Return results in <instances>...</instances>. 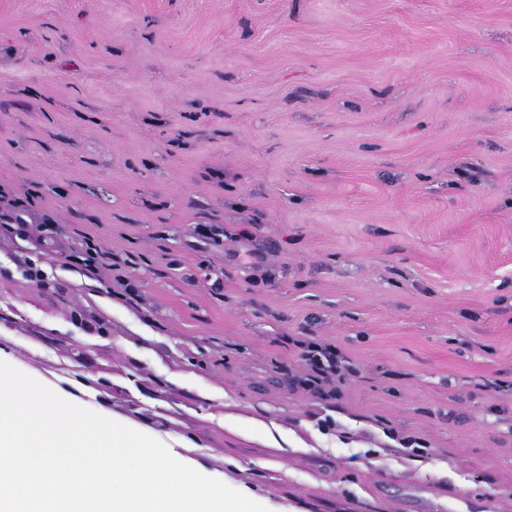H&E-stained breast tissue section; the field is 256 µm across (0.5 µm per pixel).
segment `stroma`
<instances>
[{
    "mask_svg": "<svg viewBox=\"0 0 512 512\" xmlns=\"http://www.w3.org/2000/svg\"><path fill=\"white\" fill-rule=\"evenodd\" d=\"M0 183L1 361L269 512H512V0H0ZM76 306L169 428L31 337ZM301 340L355 365L335 397ZM80 246V250L73 256L76 261L73 267L84 276L89 277V275L112 271L118 273L126 263V260L112 257V253L101 251L96 241L90 237L83 236Z\"/></svg>",
    "mask_w": 512,
    "mask_h": 512,
    "instance_id": "35a3bbf8",
    "label": "stroma"
}]
</instances>
